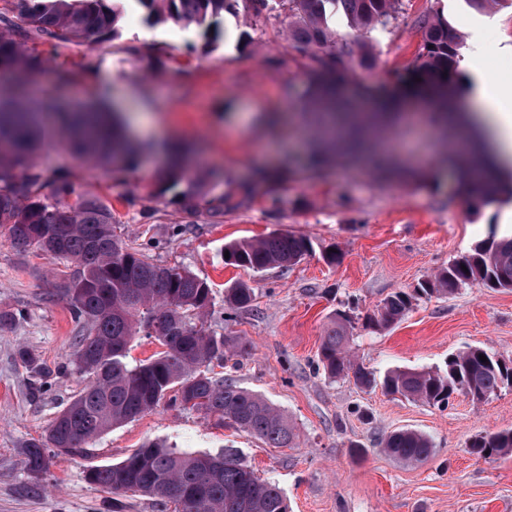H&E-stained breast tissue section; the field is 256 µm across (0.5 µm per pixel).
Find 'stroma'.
I'll use <instances>...</instances> for the list:
<instances>
[{"instance_id":"stroma-1","label":"stroma","mask_w":512,"mask_h":512,"mask_svg":"<svg viewBox=\"0 0 512 512\" xmlns=\"http://www.w3.org/2000/svg\"><path fill=\"white\" fill-rule=\"evenodd\" d=\"M443 16L463 41L479 39L485 57L503 60L512 83V0L486 13L466 0H401L387 31L374 41L371 68H354L349 86L391 85L413 63L422 21ZM140 10L126 9L120 33L102 45L51 51L54 59L34 86L39 107L57 98L109 105L144 142L156 139L153 116L202 155L187 178L208 167L210 196H223L224 214L187 215L160 179L159 150L141 155L120 175L77 158L61 145L37 162L77 174L78 191L111 204L122 236L156 263L185 268L215 291L208 322L213 331L250 344L224 377L268 398L298 428L296 448H270L214 416L171 401L113 427L83 455L60 458L32 477L22 450L44 436L85 384L71 362L78 334L67 303L56 295L69 263L31 248L13 247L0 233V512H110L108 491L91 484L92 467L124 460L143 443L164 440L188 452L239 454L284 492L289 512H512V455L482 459L467 442L512 428V388L482 403L452 395L441 409L352 381H328L318 368L321 338L336 312L359 318L383 299L412 292L418 282L469 253L489 237L512 231V200L472 205L454 172L422 182L381 177L363 163L306 168L301 127L306 124V53L287 15L260 22L240 12L225 16L226 34L206 45L201 28L147 26ZM67 79H60V72ZM442 137L432 126L397 125L392 145L409 143L406 161L435 158ZM272 233L302 235L313 253L287 270L256 273L224 262L226 245ZM339 260L328 263L329 253ZM247 283L250 307L233 309L224 291ZM352 353L364 366H443L452 353L480 346L512 358V291L464 288L452 296L415 300L391 328L355 327ZM27 348L47 368L48 391H28L30 374L17 357ZM429 436L432 455L407 463L383 453L390 432Z\"/></svg>"}]
</instances>
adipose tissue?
<instances>
[{
	"mask_svg": "<svg viewBox=\"0 0 512 512\" xmlns=\"http://www.w3.org/2000/svg\"><path fill=\"white\" fill-rule=\"evenodd\" d=\"M482 48L472 42L469 51L474 114L469 121L490 135L494 154L501 166L512 165V85L479 63Z\"/></svg>",
	"mask_w": 512,
	"mask_h": 512,
	"instance_id": "1",
	"label": "adipose tissue"
}]
</instances>
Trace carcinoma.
I'll use <instances>...</instances> for the list:
<instances>
[{
    "label": "carcinoma",
    "mask_w": 512,
    "mask_h": 512,
    "mask_svg": "<svg viewBox=\"0 0 512 512\" xmlns=\"http://www.w3.org/2000/svg\"><path fill=\"white\" fill-rule=\"evenodd\" d=\"M126 6L149 9L146 23L171 21L204 28L214 38L224 35V13L238 8L260 18L282 11L297 21L296 38L309 52L310 89L305 109L321 136L343 148L353 162L370 159L388 173L395 166L379 144L394 130L382 127L371 112H359L338 90L359 46L372 33L387 30L399 0H124ZM123 11L117 0H0V229L18 249L36 247L55 259L70 262L72 271L60 288L73 318L83 329L74 364L87 379L85 388L54 419L43 439L22 452L24 468L45 473L53 459L85 452L87 445L111 428L134 420L160 405L169 392L185 410L224 419L261 439L271 448L297 447L294 424L262 395L214 373L213 365L248 354V345L209 330L204 317L214 305L212 288L187 270L158 264L142 250L125 243L112 223V207L100 197L79 193L73 174L48 171L36 155L49 143L41 111L29 98L32 79L45 61L27 46L31 32L58 49L68 44L94 46L116 37ZM341 15L350 39L336 47L328 21ZM462 44L448 21L426 24L423 43L410 75L415 90L425 95L455 92ZM104 106L54 107V121L67 132L62 140L72 153L96 164L132 168L141 150L129 135L104 120ZM439 165L453 169L460 189L483 204L503 194L512 199V180L494 170L480 178L471 174L481 162L467 151L445 154ZM180 149L162 181L176 191L182 209L193 214L206 202L214 217L224 215V197L207 198L199 178L183 183ZM224 264L253 271L289 269L313 251L302 236L271 234L263 239L225 247ZM512 289V236L491 238L418 283L413 293H397L366 314L362 326L391 328L421 297L456 294L462 288ZM254 290L244 283L228 289L224 301L237 308L251 304ZM354 329L349 316L338 313L322 337L319 366L330 381L348 379L362 389L381 388L387 395L445 407L452 394L485 402L512 387V359L481 347H468L448 358L441 369H394L383 376L356 361L350 349ZM137 336H150L164 350L132 363L128 353ZM485 356L487 361L480 360ZM380 446L396 460L420 462L433 451L431 439L413 429L386 435ZM479 458L512 453V429L468 442ZM88 480L112 494V512H123L128 492L157 498L174 512H288L279 486L256 476L238 451L185 452L147 442L126 459L97 466Z\"/></svg>",
    "instance_id": "carcinoma-1"
}]
</instances>
